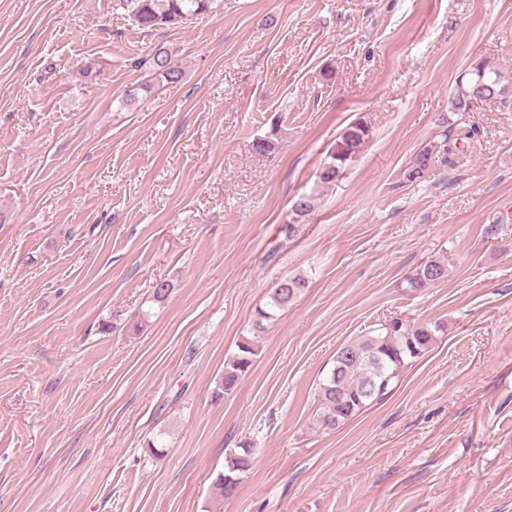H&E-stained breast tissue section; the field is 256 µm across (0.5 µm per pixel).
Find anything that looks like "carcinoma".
<instances>
[{
	"mask_svg": "<svg viewBox=\"0 0 512 512\" xmlns=\"http://www.w3.org/2000/svg\"><path fill=\"white\" fill-rule=\"evenodd\" d=\"M129 19L143 29L154 30L185 23L189 18L212 13L221 7L222 0H117ZM135 69L158 82L173 84L183 77V71L173 59L172 53L157 44L131 60ZM461 86L455 98L454 109L466 112L476 102H487L507 94L512 86L501 72L488 67L482 61L471 66L460 79ZM147 83L126 88L121 103L134 105L142 93L148 91ZM372 134L369 124L361 119L349 123L336 139V143L323 162L318 174L319 182L336 181L347 163L355 157ZM278 144V129L253 142V149L260 155L274 152ZM437 151L423 147L405 171V179L416 182L425 178L435 167ZM317 205L313 193L299 196L291 206L295 222L311 214ZM448 278V260L428 259L416 266L406 277L405 288L417 292L441 283ZM308 286L299 277H285L269 295L264 307L255 311L254 326L261 328L274 317L275 311H283ZM443 331L439 324H415L401 317L392 318L365 335L337 349L326 378L319 385L318 396L321 411L317 421L325 430L351 420L366 407L383 400L392 390L402 370L421 358L432 346L437 333ZM257 355L253 341L242 339L237 352L224 363V375L215 397L221 398L237 387L240 379L251 369ZM251 449L233 454L228 461V471L217 475L213 482L215 495L231 497L240 483V476L249 469Z\"/></svg>",
	"mask_w": 512,
	"mask_h": 512,
	"instance_id": "cac0c4a2",
	"label": "carcinoma"
}]
</instances>
